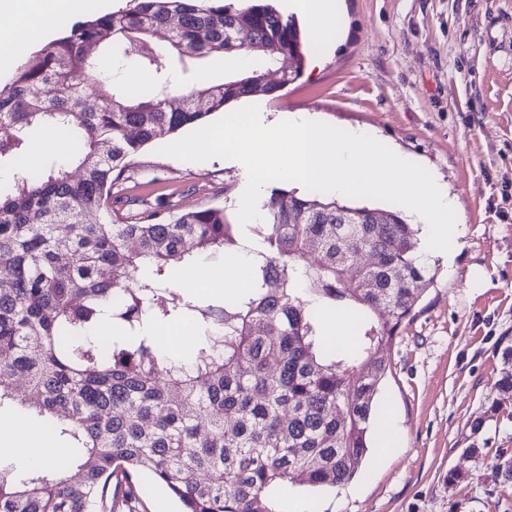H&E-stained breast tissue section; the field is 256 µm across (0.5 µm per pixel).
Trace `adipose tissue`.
Wrapping results in <instances>:
<instances>
[{"mask_svg": "<svg viewBox=\"0 0 512 512\" xmlns=\"http://www.w3.org/2000/svg\"><path fill=\"white\" fill-rule=\"evenodd\" d=\"M85 0H0V8L8 10L25 35V44L39 42L79 14ZM290 10L304 16L317 33L322 48H329L331 37L342 23L337 0H288ZM0 431L12 436L13 459L20 471H27L49 461L50 453L31 447L30 427L25 420L15 419L0 425Z\"/></svg>", "mask_w": 512, "mask_h": 512, "instance_id": "obj_1", "label": "adipose tissue"}]
</instances>
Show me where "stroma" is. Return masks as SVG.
I'll list each match as a JSON object with an SVG mask.
<instances>
[{
  "label": "stroma",
  "instance_id": "1",
  "mask_svg": "<svg viewBox=\"0 0 512 512\" xmlns=\"http://www.w3.org/2000/svg\"><path fill=\"white\" fill-rule=\"evenodd\" d=\"M341 4L337 44L252 102L369 129L414 158L455 198L461 247L385 353L378 407L398 423L388 448L370 449L365 475L346 486L277 488V512L292 496L309 512H512V487L493 469L499 449L512 451V393L495 386L512 346V0ZM246 183L223 159L184 161L151 143L121 190L176 211L230 209ZM472 445L481 457L467 455ZM452 470L462 480L449 483Z\"/></svg>",
  "mask_w": 512,
  "mask_h": 512
}]
</instances>
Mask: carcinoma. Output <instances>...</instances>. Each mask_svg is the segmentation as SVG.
Masks as SVG:
<instances>
[{"mask_svg":"<svg viewBox=\"0 0 512 512\" xmlns=\"http://www.w3.org/2000/svg\"><path fill=\"white\" fill-rule=\"evenodd\" d=\"M168 26L162 49L152 36ZM105 47L153 77L146 93L130 98L105 74ZM243 51L251 69L173 92L177 64ZM306 57L300 29L267 0H128L0 81V167L11 169L0 185V404L34 410L74 449L64 467L0 465V512H106L146 482L180 512H275L277 486L335 488L364 472L383 352L436 274L403 214L275 188L259 206L255 287L214 305L142 270L237 252V215L160 205L122 220L128 200L113 193L142 146L208 116L197 99L216 112L271 95ZM283 61L279 82L263 81ZM38 128L69 142L67 162L26 164ZM103 304L123 331L97 338ZM336 310L356 315V347L325 339L323 316ZM173 318L203 335L189 363L151 339ZM502 358L496 385L509 393L512 347ZM494 470L512 486V454H496Z\"/></svg>","mask_w":512,"mask_h":512,"instance_id":"cac0c4a2","label":"carcinoma"}]
</instances>
